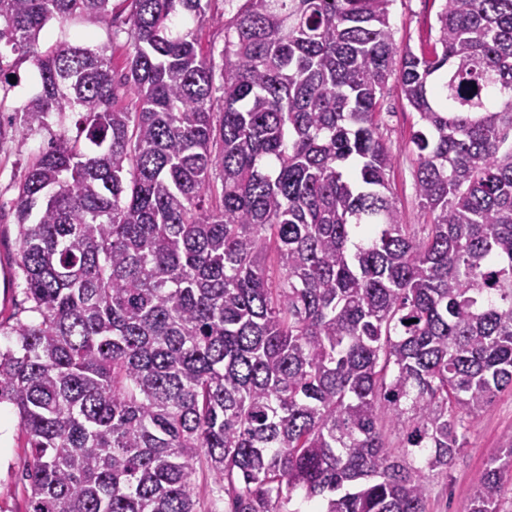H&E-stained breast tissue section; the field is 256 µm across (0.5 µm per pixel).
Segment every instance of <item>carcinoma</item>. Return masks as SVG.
Returning a JSON list of instances; mask_svg holds the SVG:
<instances>
[{
	"instance_id": "obj_1",
	"label": "carcinoma",
	"mask_w": 512,
	"mask_h": 512,
	"mask_svg": "<svg viewBox=\"0 0 512 512\" xmlns=\"http://www.w3.org/2000/svg\"><path fill=\"white\" fill-rule=\"evenodd\" d=\"M0 0V92L29 129L76 112L17 186L30 317L0 404L32 448L28 512H427L474 418L512 390V0H445L430 54L392 0ZM78 18L132 52L115 79ZM17 55L7 59L4 50ZM400 67H395V57ZM418 115L414 231L378 96ZM400 439L390 448L386 431ZM512 443L464 512H501ZM225 0H211L208 16L210 21L199 31V37L204 53L211 59L218 75L222 65L221 50L224 47V19L230 17V6ZM86 30V25L81 23L79 20H69L63 26L53 21L49 23L41 32L40 43L47 41V39L51 41H54L56 39H66L69 41H74L77 35ZM19 72L22 77V83L19 87L10 92L6 102L4 103V111L0 112L4 116L5 120L8 115L14 116L15 112L12 111L19 108L27 97L35 91L37 86V73L30 62L26 61L20 64ZM196 485L198 512H224V492L215 477L204 467H197L193 478Z\"/></svg>"
}]
</instances>
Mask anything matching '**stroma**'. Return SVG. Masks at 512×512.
<instances>
[{"label":"stroma","mask_w":512,"mask_h":512,"mask_svg":"<svg viewBox=\"0 0 512 512\" xmlns=\"http://www.w3.org/2000/svg\"><path fill=\"white\" fill-rule=\"evenodd\" d=\"M443 0H393L389 8L394 40L399 48L430 50ZM209 22L200 30L204 53L214 67H221L224 21L230 15L226 0H211ZM377 110L380 132L392 154L389 172L391 193L404 223L419 226L427 217L415 196V158L408 147L417 114L408 104L397 79L385 86ZM66 130L69 137L81 134L79 116L68 112L50 119L39 131L22 123L5 127L0 142V345H7L4 329L10 328L26 306L17 277V238L14 199L27 160L41 152L52 136ZM512 439V392L498 394L490 407L479 413L467 434L464 449L447 477L435 479L430 488L428 512H461L475 491L476 477ZM29 437L19 425L12 405H0V512H27L30 495L25 476L30 461Z\"/></svg>","instance_id":"1"}]
</instances>
